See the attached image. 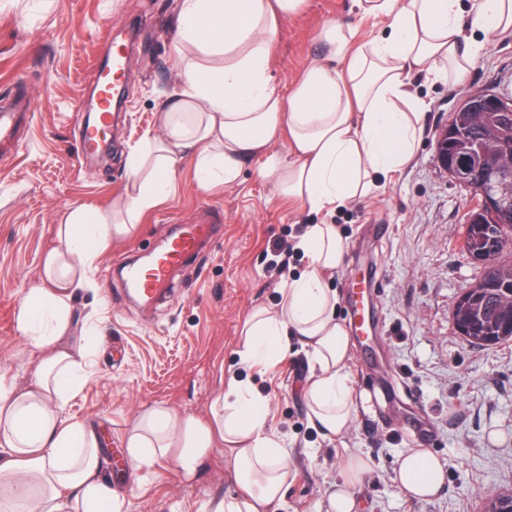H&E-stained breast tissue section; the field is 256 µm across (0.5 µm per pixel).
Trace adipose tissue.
I'll return each instance as SVG.
<instances>
[{"mask_svg": "<svg viewBox=\"0 0 512 512\" xmlns=\"http://www.w3.org/2000/svg\"><path fill=\"white\" fill-rule=\"evenodd\" d=\"M356 2L363 14L390 18L388 33L358 45L351 24L325 22L324 58L312 60L284 95L272 81V35L304 0H180L182 87L161 106L158 134L131 151V185L111 210L69 213L44 259L40 286L16 316L27 346L49 356L29 386L0 375V512H120L102 474L99 436L67 413L87 349L60 342L71 326L73 291L88 287L100 247L129 236L168 196L185 159L193 160L200 189L210 191L237 182L244 160L266 155L259 177L318 214L363 201L380 178L412 160L425 103L411 94L408 78L462 81L481 44L464 42L461 0ZM469 22L486 37L512 29V0H476ZM282 134L286 155L270 154ZM295 248L308 258L307 270L282 288L276 311L251 313L237 356L244 366L271 362L297 341L309 362V424L333 440L358 414L347 372L350 336L336 318L329 279L344 264L347 242L337 225L310 224ZM269 415L266 397L229 374L208 421L162 404L143 408L123 437L128 464L168 461L191 480L223 445L243 493L221 502L219 512H270L288 480V460L280 438L266 429ZM366 468L362 456L348 459L329 512H357L352 489ZM444 481L445 466L429 451L402 453L394 478L401 492L427 498Z\"/></svg>", "mask_w": 512, "mask_h": 512, "instance_id": "ef3b65f1", "label": "adipose tissue"}]
</instances>
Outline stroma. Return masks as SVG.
I'll list each match as a JSON object with an SVG mask.
<instances>
[{"mask_svg":"<svg viewBox=\"0 0 512 512\" xmlns=\"http://www.w3.org/2000/svg\"><path fill=\"white\" fill-rule=\"evenodd\" d=\"M177 12L178 0H0V105L20 79L35 104L20 152L0 162V373L17 384L32 378L43 358L27 347L16 314L41 278L58 225L76 208L111 209L129 184V152L157 132L161 105L179 89ZM331 19L351 23L360 43L389 25L360 15L353 0H305L297 16L279 24L272 62L278 89L288 90L321 54L318 31ZM129 29L138 48L126 70L124 109L113 116L110 156L89 161L78 153L83 101L97 83L98 60ZM411 90L426 102L415 158L361 203L330 214L299 210L258 176L260 155L244 162L238 182L205 192L187 160L167 198L130 236L100 252L89 272L92 287L73 305L75 334L94 331L100 340L89 348L91 374L67 412L98 431L105 475L124 498L121 512H213L240 495L223 447L213 448L206 468L187 482L169 462L132 470L122 446L125 430L149 405L208 419L211 398L231 371L267 398L266 427L287 451L288 483L271 512H327L352 455L367 462L355 487L359 512H483L488 492L512 491V341L476 346L453 326V304L480 268L458 240L470 196L434 152L463 92L512 95V30L484 43L462 83L420 78ZM213 208L224 212L220 235L179 268L161 301L132 302L123 270ZM321 223L338 225L349 243L333 279L338 319L351 320L350 283L366 270L377 273L373 307L385 365L373 370L353 346L347 369L365 402L349 433L331 441L306 417L304 352L294 348L277 363L252 367L237 358L247 315L280 304L287 277L273 265L275 242H295L306 225ZM412 418L428 420L429 433H408ZM408 448L445 463L436 496L415 499L394 485Z\"/></svg>","mask_w":512,"mask_h":512,"instance_id":"35a3bbf8","label":"stroma"}]
</instances>
